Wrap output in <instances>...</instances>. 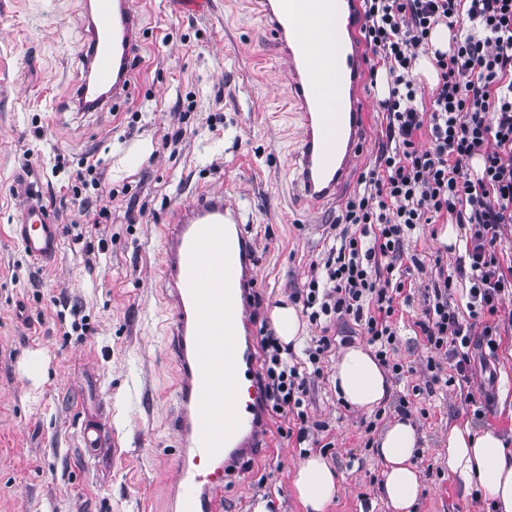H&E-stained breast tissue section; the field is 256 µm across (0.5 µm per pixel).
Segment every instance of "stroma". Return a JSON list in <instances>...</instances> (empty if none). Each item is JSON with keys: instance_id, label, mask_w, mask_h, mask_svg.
<instances>
[{"instance_id": "stroma-1", "label": "stroma", "mask_w": 512, "mask_h": 512, "mask_svg": "<svg viewBox=\"0 0 512 512\" xmlns=\"http://www.w3.org/2000/svg\"><path fill=\"white\" fill-rule=\"evenodd\" d=\"M81 0H0V512H166L176 448L169 310L164 300L159 227L197 190L223 192L254 240L259 266L257 323L305 288L327 249L350 182L336 200H300L295 154L300 120L277 71L280 56L263 31L256 0H135L143 24L131 95L99 112L65 100L81 75ZM182 129L177 145L165 136ZM103 161L100 186L73 192L70 171L86 152ZM67 169L52 174L56 156ZM36 191L61 227V256L47 269L24 258L11 238L23 197ZM111 204L112 221L90 228L85 208ZM95 231L105 249L84 254L77 234ZM438 225L415 231L409 306L397 319L396 357L408 371L391 378L382 418L336 395L333 370L352 337V319L328 328L307 324L308 338L329 331L335 347L309 382L311 420L322 423L323 457L338 473L326 512H391L381 495L382 464L373 442L406 401L421 435L416 466L423 486L416 512H493L483 492L448 473V429L471 422L512 440V298L500 315V346L474 360L469 390L430 384L428 351L417 320L426 287L455 272L463 248L440 245ZM34 349L49 356L40 382L20 364ZM98 420L103 445L80 441L83 422ZM376 421L365 432L364 422ZM267 416L256 459L224 486V512H304L292 478L295 442Z\"/></svg>"}]
</instances>
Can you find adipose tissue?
I'll list each match as a JSON object with an SVG mask.
<instances>
[{
	"instance_id": "obj_1",
	"label": "adipose tissue",
	"mask_w": 512,
	"mask_h": 512,
	"mask_svg": "<svg viewBox=\"0 0 512 512\" xmlns=\"http://www.w3.org/2000/svg\"><path fill=\"white\" fill-rule=\"evenodd\" d=\"M333 379L338 397L359 410H373L390 394L382 366L360 345L344 349ZM420 444L419 433L405 419L394 420L376 443L384 465L382 494L392 512H413L418 502L421 483L414 458ZM447 448L449 473L464 485L482 484L495 512H512V448L498 431L458 423L448 430ZM293 486L305 512H325L339 490L332 464L320 455L301 460Z\"/></svg>"
}]
</instances>
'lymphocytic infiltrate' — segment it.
Masks as SVG:
<instances>
[{"mask_svg": "<svg viewBox=\"0 0 512 512\" xmlns=\"http://www.w3.org/2000/svg\"><path fill=\"white\" fill-rule=\"evenodd\" d=\"M363 37L384 68L388 94L386 142L362 173L361 191L348 198L333 243L307 288L295 293L310 322L350 317L375 356L394 375V317L410 294L395 279L404 263L418 264L406 245L423 224L450 219L465 231L466 258L456 277L432 281L418 326L429 350L426 368L448 365L447 383L473 379L472 350L496 351L499 308L512 296L497 247L512 224V0H360ZM450 31L448 51H431L437 26ZM429 55L438 83L430 103L417 98L414 70ZM428 136L430 144L418 143ZM480 158L474 172L470 162ZM469 283L468 316L451 305L455 280ZM261 386L270 411L287 420L284 438L305 442L315 424L307 382L322 373L333 345L323 335L298 362L272 330H260Z\"/></svg>", "mask_w": 512, "mask_h": 512, "instance_id": "obj_1", "label": "lymphocytic infiltrate"}]
</instances>
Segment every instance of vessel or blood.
Masks as SVG:
<instances>
[{
    "label": "vessel or blood",
    "mask_w": 512,
    "mask_h": 512,
    "mask_svg": "<svg viewBox=\"0 0 512 512\" xmlns=\"http://www.w3.org/2000/svg\"><path fill=\"white\" fill-rule=\"evenodd\" d=\"M134 0H85L83 74L71 101L90 112L126 97L142 37ZM266 31L285 62L288 94L301 119L297 181L302 194L335 198L363 148L369 107L362 96L368 56L358 0H260ZM333 16L336 33L324 49L302 32L306 20ZM336 86L324 94L322 81ZM13 237L32 263L51 265L61 249L58 224L38 203L26 202ZM162 266L168 284L172 352L178 369L175 430L178 448L171 512H224V483L251 453L264 424L262 388L255 378L248 294L257 285L254 244L223 196L202 194L176 205L163 227ZM237 404L229 420L219 409L225 392Z\"/></svg>",
    "instance_id": "1"
}]
</instances>
